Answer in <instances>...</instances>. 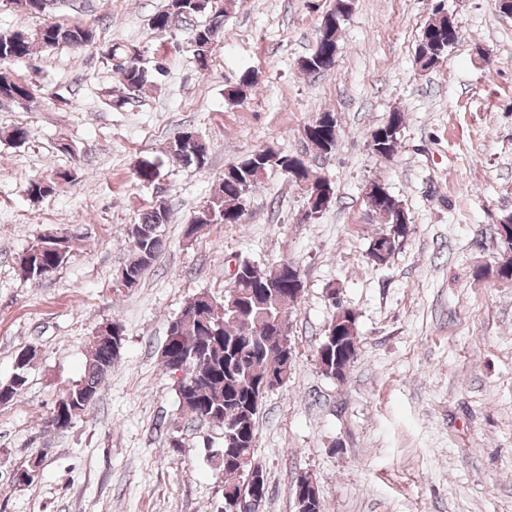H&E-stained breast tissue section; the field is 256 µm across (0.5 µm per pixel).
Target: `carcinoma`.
<instances>
[{
  "label": "carcinoma",
  "instance_id": "carcinoma-1",
  "mask_svg": "<svg viewBox=\"0 0 512 512\" xmlns=\"http://www.w3.org/2000/svg\"><path fill=\"white\" fill-rule=\"evenodd\" d=\"M199 15L209 16V22L192 29L191 44L198 67L208 69L216 44L224 35V0H207L199 7L195 0H168L165 8L153 15L151 27L158 32H168L180 23ZM347 16L341 0L322 19L317 37L318 50L304 58V72L318 76L331 69L332 55L338 47L340 23ZM455 25L450 17L432 20L433 37L418 47L415 62L423 70L435 66L436 59L446 56L457 39L448 35V28ZM56 48L66 45L72 48L95 46L108 61L124 57L128 49L100 40L96 29L81 25L48 23L33 33L18 30L0 34V63L12 58L23 59L31 55L35 45ZM118 86L108 91L109 96L124 104L133 99L147 85L155 84V74L141 64L128 68H117ZM33 87L25 79L0 70V99L25 102L33 99ZM403 123V114L392 112L384 124L389 130L387 142L390 151L397 149L398 137ZM313 131L312 146L326 152L325 145L336 141L334 131L315 120L308 125ZM194 131L186 129L172 140V155L181 165L202 168L207 163L208 148L203 141H196L190 148L179 149L183 138H191ZM272 149H261L228 167L220 183L219 191L201 210L194 213L184 225L183 236L193 237L209 224H235L242 211L246 195L272 168L269 153ZM160 176L157 161L149 156L138 159L133 177L143 185L154 183ZM24 192L38 200L52 195L54 182L33 178ZM384 223V228L372 238V242L384 244L388 237L407 233V228L396 223L397 211L393 207L374 209ZM170 209L150 207L142 213L139 223L134 225L135 236L131 240L132 259L124 270L132 275L127 287L136 286L144 272L152 266L162 251L164 240L160 234L162 225L169 223ZM34 254L19 263L22 275L30 280H39L58 269L68 258L69 248L59 254L31 246ZM292 263L263 272L257 266L243 262L239 274L233 277L232 286L238 289L247 308L230 309L227 303L209 302L203 312L204 319L185 323L176 334L174 357L178 359L183 377L177 385L181 409L195 420L219 424L224 428V437L235 438L231 452L238 459L233 465L222 460L224 487L243 493L255 490V480H261V491L267 493L266 479L262 468L255 462L253 446L256 438V422L260 405L254 399L256 386L262 379L273 376L283 386L291 375L292 359L284 354L282 338L288 336V312L284 297L290 287L288 270ZM345 317L343 323H330L317 350L321 356L329 357L324 374L337 380L343 379L350 363L358 356V335H350ZM112 343L92 337L90 355L84 376L70 386L58 400L63 413L53 412L51 422L57 430L71 427L87 405L97 396L100 386L112 366L122 355L124 327L114 320L110 323ZM35 357L30 348L18 352L15 372L6 382H0V405L11 403L27 385V371Z\"/></svg>",
  "mask_w": 512,
  "mask_h": 512
}]
</instances>
